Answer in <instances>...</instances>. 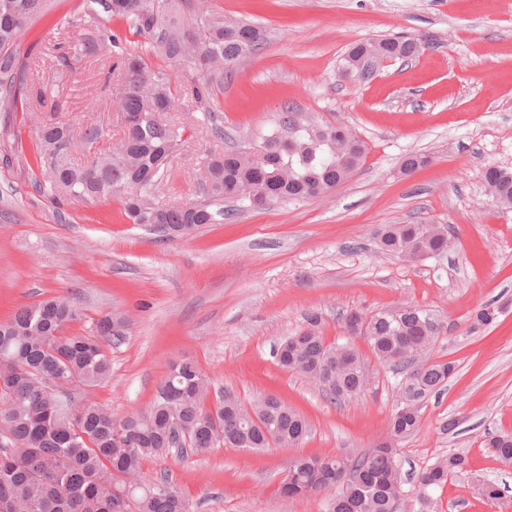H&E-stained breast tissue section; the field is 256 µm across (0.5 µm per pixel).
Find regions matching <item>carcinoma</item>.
<instances>
[{"label": "carcinoma", "instance_id": "cac0c4a2", "mask_svg": "<svg viewBox=\"0 0 512 512\" xmlns=\"http://www.w3.org/2000/svg\"><path fill=\"white\" fill-rule=\"evenodd\" d=\"M43 0H0V93L18 81L12 47ZM174 0H86L85 16L97 15L95 5L124 19L136 36L157 55L189 68L182 86L166 69H151L142 56L127 50L114 30L99 26L80 36L65 66L110 46L116 54L112 73L120 82L119 111L135 120L112 138L100 125L79 128L49 118L37 133V166L50 189L76 200L117 197L130 224L146 228L182 229L185 236L205 224H224L233 214L224 209L232 200L255 208L275 200L318 198L345 183L359 168L366 145L345 124L322 123L287 107L270 133L240 149L210 153L203 162L210 182L204 196L184 206L159 204L156 192L173 159L186 142V125L173 111L188 100L207 114L212 130L223 132L213 109L209 75L265 44L264 29L211 10L175 15ZM391 60L417 56L414 39L404 34L358 42L342 59V72L363 81L379 71L370 64V50ZM83 144L84 158L72 154L74 140ZM483 179L492 197L512 207V172L485 168ZM381 249L398 258L415 254L438 256L448 250L446 224H390L379 240ZM498 308L486 305L475 315L474 328L492 324ZM106 314L90 321L84 333L70 335L62 323L86 320L67 294L24 305L0 322V512H113L121 493L130 512H190L188 500L165 476L147 480L145 460L168 454L169 434L182 429L181 444L194 451L215 448L261 449L271 443L266 431L290 446L309 432L306 419L273 396L249 404L223 394L206 407L211 383L198 365L182 361L171 366L155 399L143 412L120 419L92 400L77 399L64 389L86 391L112 375V339L104 330ZM307 326L276 350L280 367L317 383L329 399L339 402L360 394L367 373L364 358L348 344H328L319 329L321 318L311 312ZM436 327L417 307L380 311L368 316L363 337L373 357L383 364L411 365L412 354L432 344ZM450 361H436L410 373L398 389L399 402L390 431L398 439L418 431L423 400L444 386L454 372ZM498 459L512 465V434L489 440ZM468 467V459L452 453L418 475L419 512H428L426 494ZM401 483L392 447L379 446L347 462L336 455L301 458L290 465L281 494L291 500L334 491L329 512H394L392 487Z\"/></svg>", "mask_w": 512, "mask_h": 512}]
</instances>
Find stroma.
I'll return each instance as SVG.
<instances>
[{"mask_svg": "<svg viewBox=\"0 0 512 512\" xmlns=\"http://www.w3.org/2000/svg\"><path fill=\"white\" fill-rule=\"evenodd\" d=\"M193 5L260 24L267 41L213 80L223 135L202 113L189 115L159 203L196 200L205 154L271 131L289 105L348 125L367 145L363 164L322 198L275 202L177 238L126 223L119 200H61L38 189L43 119L117 127L111 53L59 63L91 30L57 25L83 16V0H46L14 49L25 106L0 108V321L64 291L87 316H124L112 376L90 392L121 419L144 410L184 359L215 391L244 402L278 397L310 424L299 445L163 455L144 462V475L168 474L191 512H327L323 493L280 497L290 463L377 447L403 378L362 338L347 337L345 319L424 309L438 328L430 360L455 362L456 371L426 398L419 430L396 444L405 512L417 505L418 474L452 452L468 468L430 489L434 512H512V468L488 446L490 435L512 433V209L482 177L491 165L512 171V0H181L179 14ZM400 32L428 40L411 63L369 81L341 75L352 44ZM411 152L430 161L401 174ZM420 222L450 225L446 253L413 261L382 253L387 225ZM487 304L499 308L497 322L472 329ZM310 312L327 342H351L365 355L370 384L360 395L332 403L278 366L276 349ZM483 479L498 499L478 491Z\"/></svg>", "mask_w": 512, "mask_h": 512, "instance_id": "stroma-1", "label": "stroma"}]
</instances>
